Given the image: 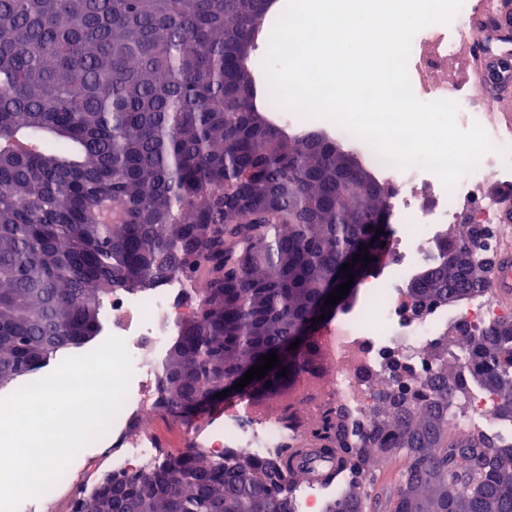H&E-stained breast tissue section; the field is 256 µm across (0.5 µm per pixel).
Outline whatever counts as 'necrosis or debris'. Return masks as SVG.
<instances>
[{
    "instance_id": "necrosis-or-debris-1",
    "label": "necrosis or debris",
    "mask_w": 512,
    "mask_h": 512,
    "mask_svg": "<svg viewBox=\"0 0 512 512\" xmlns=\"http://www.w3.org/2000/svg\"><path fill=\"white\" fill-rule=\"evenodd\" d=\"M468 57L464 34H449L439 23L421 29L411 43L407 66L411 86L420 101L448 98L456 102L457 122L480 125L499 148L501 165L480 159L475 170L448 186L421 166L401 169L385 162L361 137L335 121L327 123L337 138L361 150L375 178L389 188L391 213L399 226L391 243L397 260L385 281L367 285L362 308L349 310L330 335L317 337V351L330 354L336 373L324 386V400H307L302 404L304 410L343 407L354 423L363 426L368 420L365 377L370 371L398 353L407 357L418 380H429L435 371L421 352L434 341L447 314L435 309L413 316L402 284L424 261L434 225L456 223L466 211L480 223L496 224L497 206L484 194L488 175L496 176L501 193H512V118H505L470 81L465 79L452 89L445 79L452 64L465 75L469 73ZM424 196L429 206L421 205ZM109 308L112 334L125 341L133 373L104 442L109 450L107 464L116 472L146 473L158 462L157 442L140 423L157 414L158 361L168 337L176 333L195 303L186 283L174 277L143 295L113 292ZM190 431L200 435L208 460L230 454L267 459L301 436L295 419H259L245 405L221 418L194 420Z\"/></svg>"
}]
</instances>
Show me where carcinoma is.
<instances>
[{
    "label": "carcinoma",
    "mask_w": 512,
    "mask_h": 512,
    "mask_svg": "<svg viewBox=\"0 0 512 512\" xmlns=\"http://www.w3.org/2000/svg\"><path fill=\"white\" fill-rule=\"evenodd\" d=\"M269 0H0V387L101 328L118 290L172 277L195 311L160 361L158 413L186 424L267 353H281L373 255L389 195L317 133L290 136L254 103L248 65ZM463 223L406 286L414 312L491 288L485 237ZM415 384L391 358L369 381L364 430L334 408L275 458L168 455L112 473L80 512H291L299 481H349L329 512H512V442L447 439L481 392L512 423V313L454 327ZM308 349L259 387L311 372ZM285 375H279L282 368ZM407 460L392 484L363 482Z\"/></svg>",
    "instance_id": "1"
}]
</instances>
